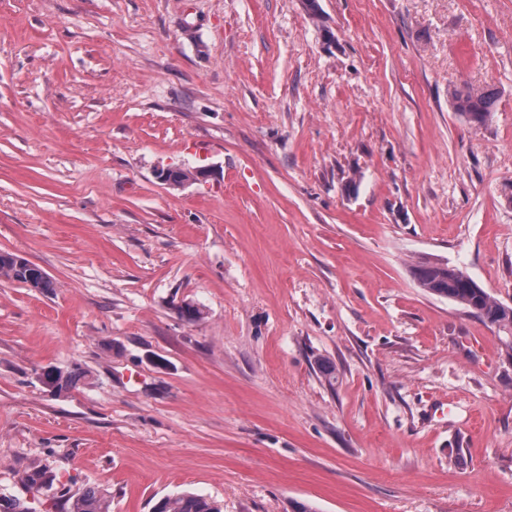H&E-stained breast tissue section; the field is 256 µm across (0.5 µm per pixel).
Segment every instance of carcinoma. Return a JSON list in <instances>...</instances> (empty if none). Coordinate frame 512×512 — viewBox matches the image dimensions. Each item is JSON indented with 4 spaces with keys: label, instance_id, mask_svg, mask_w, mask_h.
<instances>
[{
    "label": "carcinoma",
    "instance_id": "cac0c4a2",
    "mask_svg": "<svg viewBox=\"0 0 512 512\" xmlns=\"http://www.w3.org/2000/svg\"><path fill=\"white\" fill-rule=\"evenodd\" d=\"M455 111L469 122L481 126L491 117L495 93L486 88L465 86L452 93ZM194 173L183 168H168L160 178L173 187L184 185ZM415 279L430 294L447 298L497 329L505 348L512 351V305H508L481 287L462 269L444 262L425 261L414 268ZM0 276L25 288L48 294L54 288L50 276L37 264L9 252H0ZM42 382L57 392L73 386L71 374L49 370ZM71 512H109L107 496L96 487H89L71 504ZM153 512H220L205 497L192 493L166 497Z\"/></svg>",
    "mask_w": 512,
    "mask_h": 512
}]
</instances>
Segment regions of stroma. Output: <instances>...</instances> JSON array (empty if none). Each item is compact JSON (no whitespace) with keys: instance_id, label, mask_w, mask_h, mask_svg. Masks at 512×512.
Instances as JSON below:
<instances>
[{"instance_id":"obj_1","label":"stroma","mask_w":512,"mask_h":512,"mask_svg":"<svg viewBox=\"0 0 512 512\" xmlns=\"http://www.w3.org/2000/svg\"><path fill=\"white\" fill-rule=\"evenodd\" d=\"M316 3L0 0V493L512 512V355L414 277L512 304V0ZM452 98L455 111L478 126L488 121L495 104V93L492 90L473 86L455 89ZM0 276L42 294L54 288L50 276L37 264L9 252H0Z\"/></svg>"}]
</instances>
